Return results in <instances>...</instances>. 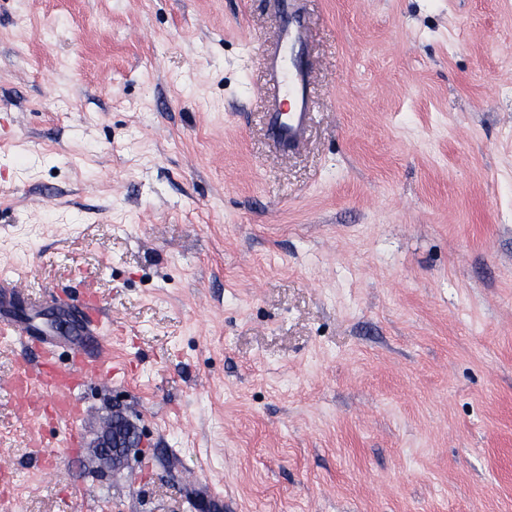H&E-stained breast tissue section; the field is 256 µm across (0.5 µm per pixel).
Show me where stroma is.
Masks as SVG:
<instances>
[{
  "label": "stroma",
  "mask_w": 512,
  "mask_h": 512,
  "mask_svg": "<svg viewBox=\"0 0 512 512\" xmlns=\"http://www.w3.org/2000/svg\"><path fill=\"white\" fill-rule=\"evenodd\" d=\"M298 3L289 150L274 0H0L4 313L92 283L127 368L46 480L0 344L9 512H512V0ZM298 0H282V26L277 50L268 57L274 103L268 109V123L275 138L293 147L302 139L311 120V88L307 68H299L296 57L307 59L308 32L300 18ZM136 444L134 431L117 415L112 418V426L102 438L99 448L103 455H114L120 448H133Z\"/></svg>",
  "instance_id": "1"
}]
</instances>
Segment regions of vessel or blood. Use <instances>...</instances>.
Returning a JSON list of instances; mask_svg holds the SVG:
<instances>
[{
  "label": "vessel or blood",
  "mask_w": 512,
  "mask_h": 512,
  "mask_svg": "<svg viewBox=\"0 0 512 512\" xmlns=\"http://www.w3.org/2000/svg\"><path fill=\"white\" fill-rule=\"evenodd\" d=\"M282 26L277 50L268 58L275 101L268 110V123L282 144L295 146L302 139L312 109L310 79L306 69L296 64L306 56L308 32L300 18L297 0H282ZM81 315L88 336L85 350L75 352L68 364H59L52 342L32 327L0 318V343H18L23 350L9 387L19 410L40 422L53 424L58 435L37 449L39 472L52 476L78 445V423L85 410L78 391L89 379L119 374L104 357L106 338L102 303L93 289H85ZM37 351L30 361L28 351Z\"/></svg>",
  "instance_id": "vessel-or-blood-1"
}]
</instances>
